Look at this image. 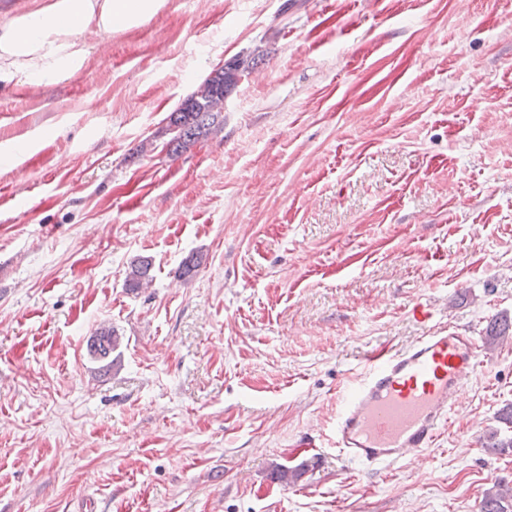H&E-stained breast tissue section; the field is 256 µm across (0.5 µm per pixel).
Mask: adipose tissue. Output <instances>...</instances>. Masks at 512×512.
<instances>
[{
	"label": "adipose tissue",
	"mask_w": 512,
	"mask_h": 512,
	"mask_svg": "<svg viewBox=\"0 0 512 512\" xmlns=\"http://www.w3.org/2000/svg\"><path fill=\"white\" fill-rule=\"evenodd\" d=\"M166 0H50L0 24V82L23 77L51 85L81 70L85 30L109 33L139 25Z\"/></svg>",
	"instance_id": "1"
}]
</instances>
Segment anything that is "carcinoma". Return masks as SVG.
Wrapping results in <instances>:
<instances>
[{
	"mask_svg": "<svg viewBox=\"0 0 512 512\" xmlns=\"http://www.w3.org/2000/svg\"><path fill=\"white\" fill-rule=\"evenodd\" d=\"M263 55H241L231 58L214 69L198 89L187 97L181 105L168 116V130L172 137L167 144L168 153L177 156L197 142L220 131L224 126V98L234 90L238 83L251 75ZM152 263L147 258H138L131 262L126 276V288L135 292L148 288L153 282ZM512 335V321L505 318L491 324L488 344L493 346L500 339ZM121 344V337L112 328L100 329L90 343L91 357L101 363L100 370L110 371L114 360L112 352ZM486 447L492 451L512 448V434L501 436L494 430L487 437ZM483 512H512V489L495 485L488 489L483 497Z\"/></svg>",
	"mask_w": 512,
	"mask_h": 512,
	"instance_id": "obj_1",
	"label": "carcinoma"
}]
</instances>
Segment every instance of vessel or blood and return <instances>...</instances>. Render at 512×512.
I'll return each mask as SVG.
<instances>
[{
	"instance_id": "b4317fda",
	"label": "vessel or blood",
	"mask_w": 512,
	"mask_h": 512,
	"mask_svg": "<svg viewBox=\"0 0 512 512\" xmlns=\"http://www.w3.org/2000/svg\"><path fill=\"white\" fill-rule=\"evenodd\" d=\"M488 361L476 331L450 325L374 356L366 376L337 399L335 447L361 467L410 462L435 444L459 388Z\"/></svg>"
}]
</instances>
